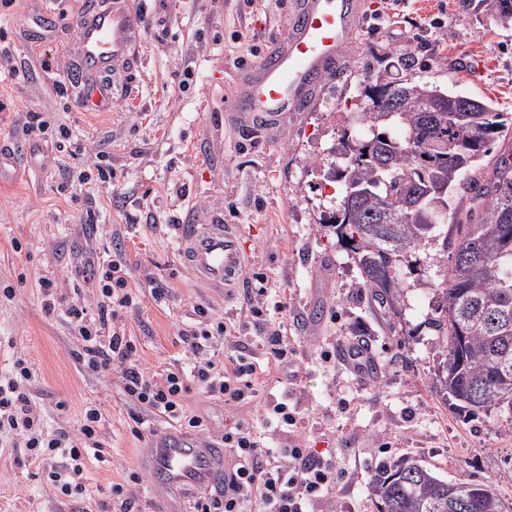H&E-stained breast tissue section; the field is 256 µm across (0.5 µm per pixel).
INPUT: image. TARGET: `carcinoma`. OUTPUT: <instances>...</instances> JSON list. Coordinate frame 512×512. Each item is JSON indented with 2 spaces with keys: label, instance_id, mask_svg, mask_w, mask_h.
<instances>
[{
  "label": "carcinoma",
  "instance_id": "carcinoma-1",
  "mask_svg": "<svg viewBox=\"0 0 512 512\" xmlns=\"http://www.w3.org/2000/svg\"><path fill=\"white\" fill-rule=\"evenodd\" d=\"M488 17L512 25V0H481ZM361 117L365 134L344 139L337 181L343 196L362 193L339 207L332 223L350 243L362 287L384 309L396 331L404 297L400 268L429 244L438 228L429 207L441 185L445 196L461 187L480 202L474 224H455L449 264L437 285L438 316L430 325L442 360L435 388L449 408L467 418L496 416L512 434V162L499 160L488 182L467 176L490 153L506 119L474 100L459 108L460 95L412 77L393 84L365 76ZM396 201L386 204L388 196ZM371 492L378 512H507L499 494L487 499L482 484L447 480L423 460L403 454L380 461Z\"/></svg>",
  "mask_w": 512,
  "mask_h": 512
}]
</instances>
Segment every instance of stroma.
Here are the masks:
<instances>
[{
	"instance_id": "obj_1",
	"label": "stroma",
	"mask_w": 512,
	"mask_h": 512,
	"mask_svg": "<svg viewBox=\"0 0 512 512\" xmlns=\"http://www.w3.org/2000/svg\"><path fill=\"white\" fill-rule=\"evenodd\" d=\"M364 23L337 70L322 80L309 112L284 113L270 128L248 126L230 112L245 71L285 35L292 0H137L146 14L138 66L108 112L82 111L67 75L78 53L73 14L82 0H16L0 4V48L28 66L27 80H0V145L26 147L14 180L0 183V374L27 357L38 377L31 393L45 422L77 428L86 403L105 418L100 459L87 465L89 498L61 495L44 466L23 449L0 455V512H115L113 485L125 470L145 472L149 438L131 428L132 402L118 377L85 371L69 324L47 312L41 277L57 282L58 298L80 284L86 300L99 283L83 278L86 263L124 255L129 285L162 284L154 301L125 313L127 334L143 363L180 368L184 344L177 325H198L196 306L210 320L235 318L256 274L267 279L265 318L281 325L292 350L288 364L271 369L262 400L287 399L298 410L295 438L338 461L335 512H377L369 482L377 463L409 454L443 478L493 483L512 505V438L493 420L470 421L449 409L434 389L437 336L429 318L435 284L447 265L433 242L403 268V332L390 334L361 288L353 255L327 219L342 188L326 173L344 134H361L359 88L366 69L404 78L402 58L413 57L417 79L475 98L506 113V128L472 174L490 173L512 154V25L492 22L478 0H360ZM54 24L33 35L40 11ZM49 67H41V59ZM69 138L26 135L30 117ZM101 146L112 177L69 180L83 151ZM221 214L241 227L246 266L228 291L199 283L185 265L178 227ZM370 344L375 374L356 375L322 361L342 337ZM192 410L203 416L212 443L225 426L254 420L253 405L225 408L222 399L192 387ZM135 512H187L188 500L155 484L129 487Z\"/></svg>"
}]
</instances>
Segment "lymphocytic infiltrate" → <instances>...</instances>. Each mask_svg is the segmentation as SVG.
Segmentation results:
<instances>
[{
	"mask_svg": "<svg viewBox=\"0 0 512 512\" xmlns=\"http://www.w3.org/2000/svg\"><path fill=\"white\" fill-rule=\"evenodd\" d=\"M88 273L101 281L100 295L90 305L74 294L63 313L81 340L78 358L84 368L119 378L136 408L134 434L148 430L155 416L206 432L202 417L187 402V377L225 405L237 406L256 397L266 364L288 363V339L278 327L245 336L239 326L220 321L212 329L182 330L190 373L149 371L120 323L123 312L137 309L140 301L139 291L129 285L124 257H108L90 265ZM35 377L23 358L14 361L10 375L0 376V446L24 449L33 463L51 460L48 480L63 495L84 494V473L91 450L100 446L103 414L89 403L77 428L48 429L31 398L29 385ZM257 414L259 423L239 422L225 429L221 441L230 463L224 486L200 492L191 512H323L336 487L335 463L289 437L297 418L287 401L259 406Z\"/></svg>",
	"mask_w": 512,
	"mask_h": 512,
	"instance_id": "lymphocytic-infiltrate-1",
	"label": "lymphocytic infiltrate"
}]
</instances>
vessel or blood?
Returning <instances> with one entry per match:
<instances>
[{"instance_id": "vessel-or-blood-1", "label": "vessel or blood", "mask_w": 512, "mask_h": 512, "mask_svg": "<svg viewBox=\"0 0 512 512\" xmlns=\"http://www.w3.org/2000/svg\"><path fill=\"white\" fill-rule=\"evenodd\" d=\"M361 17L350 0H296L288 31L263 54L229 107L244 122L275 124L282 113L308 111L319 81L334 72ZM145 22L134 0L100 6L87 0L77 25L78 91L86 110L103 112L112 103L108 75L132 70ZM180 241L185 260L203 280L231 284L245 263L235 225L222 217L184 224ZM155 480L190 493L215 485L224 471V451L178 432L158 438L147 455Z\"/></svg>"}]
</instances>
